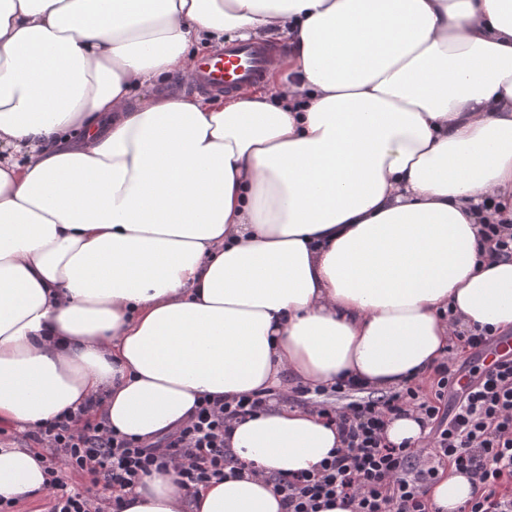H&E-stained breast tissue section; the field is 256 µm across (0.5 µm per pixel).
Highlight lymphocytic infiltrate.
Segmentation results:
<instances>
[{"label": "lymphocytic infiltrate", "mask_w": 512, "mask_h": 512, "mask_svg": "<svg viewBox=\"0 0 512 512\" xmlns=\"http://www.w3.org/2000/svg\"><path fill=\"white\" fill-rule=\"evenodd\" d=\"M467 376L465 386L457 379ZM345 406L324 409L343 437L342 448L319 468L273 477L283 512H319L341 498L350 512H435L427 488L442 466L455 464L475 490L460 512H512V360L472 373L440 364L430 393L413 386L385 395H361L354 380L332 385ZM259 392L229 401L203 398L181 427L152 442L127 437L106 421H90L81 406L42 424L33 439L47 450L49 512H121L123 493L149 475L175 469L189 495L239 473L224 437L229 425L268 408ZM414 411L431 439L428 452L386 443L395 417ZM88 486L69 483L66 472ZM110 491L111 510L99 506L98 489Z\"/></svg>", "instance_id": "f902f5d3"}]
</instances>
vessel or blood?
I'll list each match as a JSON object with an SVG mask.
<instances>
[{"instance_id":"obj_1","label":"vessel or blood","mask_w":512,"mask_h":512,"mask_svg":"<svg viewBox=\"0 0 512 512\" xmlns=\"http://www.w3.org/2000/svg\"><path fill=\"white\" fill-rule=\"evenodd\" d=\"M280 53L269 41L225 43L197 61L191 84L209 93L241 92L263 83Z\"/></svg>"}]
</instances>
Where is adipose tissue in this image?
<instances>
[{
  "mask_svg": "<svg viewBox=\"0 0 512 512\" xmlns=\"http://www.w3.org/2000/svg\"><path fill=\"white\" fill-rule=\"evenodd\" d=\"M275 32L274 83L161 96L193 43ZM512 0H0V422L90 397L141 441L197 399L428 375L451 337L512 328ZM245 473L122 512H283L269 480L341 447L317 410L234 424ZM0 446V498L44 494ZM455 465L427 496L459 512Z\"/></svg>",
  "mask_w": 512,
  "mask_h": 512,
  "instance_id": "ef3b65f1",
  "label": "adipose tissue"
}]
</instances>
